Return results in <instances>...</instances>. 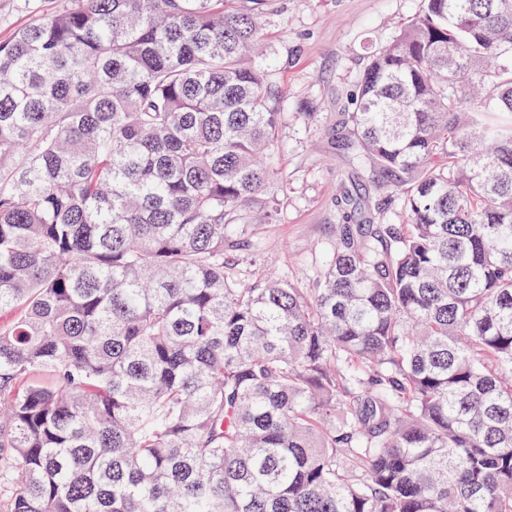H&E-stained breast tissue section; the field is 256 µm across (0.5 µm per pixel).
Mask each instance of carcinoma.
I'll use <instances>...</instances> for the list:
<instances>
[{
    "label": "carcinoma",
    "mask_w": 512,
    "mask_h": 512,
    "mask_svg": "<svg viewBox=\"0 0 512 512\" xmlns=\"http://www.w3.org/2000/svg\"><path fill=\"white\" fill-rule=\"evenodd\" d=\"M228 2L0 43V512H512V0L369 53L310 288L224 270L282 106Z\"/></svg>",
    "instance_id": "cac0c4a2"
}]
</instances>
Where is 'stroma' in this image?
<instances>
[{
    "label": "stroma",
    "instance_id": "35a3bbf8",
    "mask_svg": "<svg viewBox=\"0 0 512 512\" xmlns=\"http://www.w3.org/2000/svg\"><path fill=\"white\" fill-rule=\"evenodd\" d=\"M60 0H0V41ZM419 0H273L262 18L274 85L286 90L282 135L269 155L274 206L233 229L226 271L256 284L272 273L306 287L336 239L341 189L364 190L341 142L339 115L371 47L395 36ZM317 115L308 122L306 113Z\"/></svg>",
    "mask_w": 512,
    "mask_h": 512
}]
</instances>
